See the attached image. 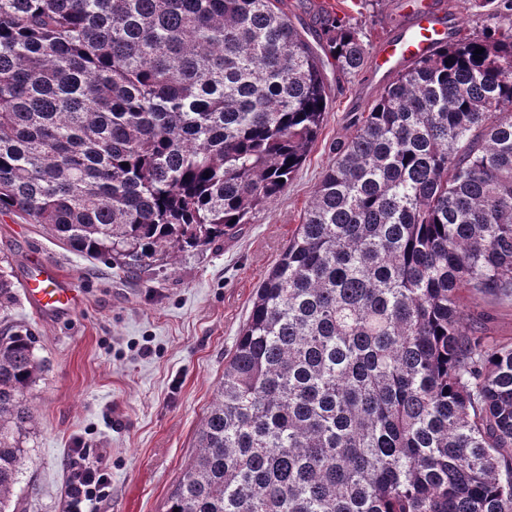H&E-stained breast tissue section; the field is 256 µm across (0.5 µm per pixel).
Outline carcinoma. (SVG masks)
Here are the masks:
<instances>
[{
    "mask_svg": "<svg viewBox=\"0 0 512 512\" xmlns=\"http://www.w3.org/2000/svg\"><path fill=\"white\" fill-rule=\"evenodd\" d=\"M408 64L334 144L258 285L166 512H512V0ZM284 0H0V213L126 274L238 233L367 44ZM483 49L479 59L474 51ZM16 284L0 270V315ZM32 335L0 336V512L35 425ZM465 320L481 319L487 335L496 339H512V301L500 302L490 297L463 293Z\"/></svg>",
    "mask_w": 512,
    "mask_h": 512,
    "instance_id": "obj_1",
    "label": "carcinoma"
}]
</instances>
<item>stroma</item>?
Masks as SVG:
<instances>
[{"label": "stroma", "instance_id": "35a3bbf8", "mask_svg": "<svg viewBox=\"0 0 512 512\" xmlns=\"http://www.w3.org/2000/svg\"><path fill=\"white\" fill-rule=\"evenodd\" d=\"M409 2L285 0L284 8L311 44L328 11L373 46L400 27ZM324 73L330 109L286 189L235 236L182 253L175 266L157 262L126 275L74 252L45 225L0 215V267L22 283L34 264H54L78 295L67 314L44 317L21 293L0 318L1 332L21 326L32 333L43 363L29 391L36 423L25 441L17 512H61L75 448L101 455L112 473L99 512H164L257 286L301 224L334 143L352 135L350 115L367 110L385 87L365 71L343 76L328 65ZM463 310L489 336L512 339V301L467 293Z\"/></svg>", "mask_w": 512, "mask_h": 512}]
</instances>
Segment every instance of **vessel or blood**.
I'll list each match as a JSON object with an SVG mask.
<instances>
[{
  "mask_svg": "<svg viewBox=\"0 0 512 512\" xmlns=\"http://www.w3.org/2000/svg\"><path fill=\"white\" fill-rule=\"evenodd\" d=\"M449 41V25L434 9L412 10L410 20L396 36L382 38L374 53L373 76L393 74L405 63L423 58ZM25 294L36 313L57 315L69 311L77 292L59 272L46 271L28 278Z\"/></svg>",
  "mask_w": 512,
  "mask_h": 512,
  "instance_id": "1",
  "label": "vessel or blood"
}]
</instances>
